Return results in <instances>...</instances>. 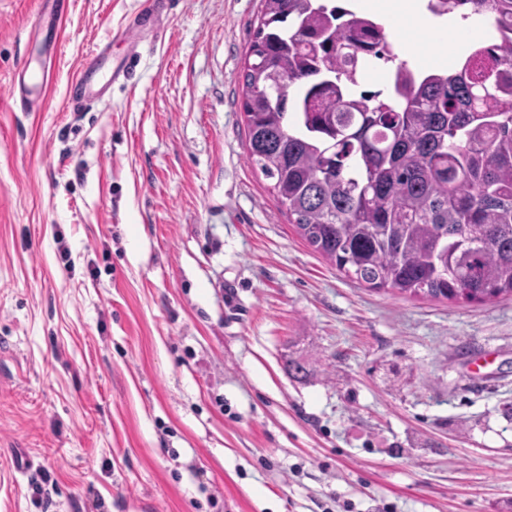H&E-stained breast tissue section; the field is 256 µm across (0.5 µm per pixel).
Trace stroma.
<instances>
[{
  "mask_svg": "<svg viewBox=\"0 0 512 512\" xmlns=\"http://www.w3.org/2000/svg\"><path fill=\"white\" fill-rule=\"evenodd\" d=\"M0 0V512H512V296L371 288L297 233L247 157L260 0ZM399 59L447 18L393 17ZM48 67L39 111L11 95ZM64 0H41L39 17L40 29L45 33V41L55 36V23L60 11L63 10ZM168 0H150L149 10L139 11L127 18V27L137 29L139 39L156 38L160 32L158 23L152 22L153 15L159 19L166 9Z\"/></svg>",
  "mask_w": 512,
  "mask_h": 512,
  "instance_id": "stroma-1",
  "label": "stroma"
}]
</instances>
